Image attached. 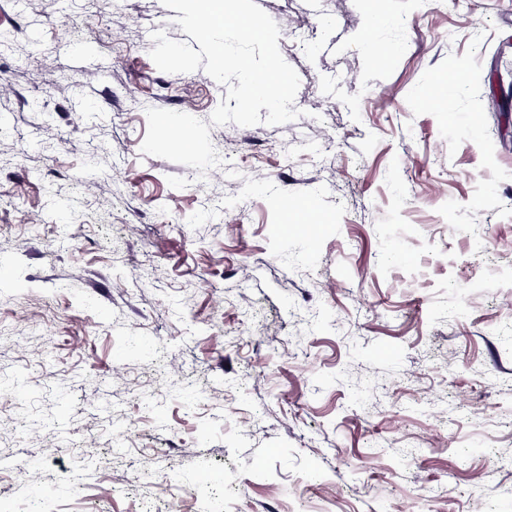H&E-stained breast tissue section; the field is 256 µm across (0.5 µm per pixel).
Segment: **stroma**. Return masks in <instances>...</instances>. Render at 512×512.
<instances>
[{"label": "stroma", "mask_w": 512, "mask_h": 512, "mask_svg": "<svg viewBox=\"0 0 512 512\" xmlns=\"http://www.w3.org/2000/svg\"><path fill=\"white\" fill-rule=\"evenodd\" d=\"M255 2L279 126L156 68L161 0L0 16V500L512 512V0Z\"/></svg>", "instance_id": "obj_1"}]
</instances>
